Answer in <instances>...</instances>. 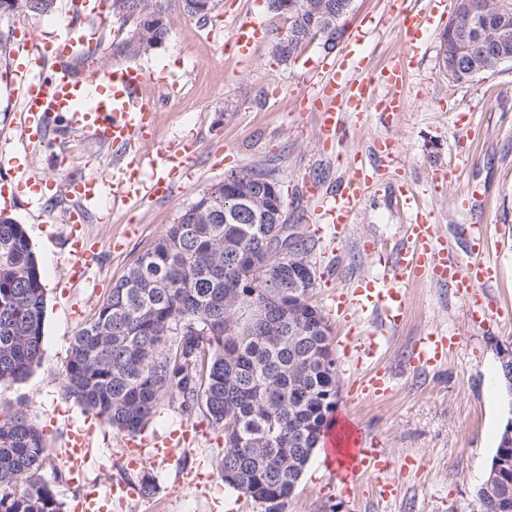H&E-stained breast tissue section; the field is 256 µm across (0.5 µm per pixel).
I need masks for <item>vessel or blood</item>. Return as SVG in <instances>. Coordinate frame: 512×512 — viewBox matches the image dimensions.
I'll return each mask as SVG.
<instances>
[{"label":"vessel or blood","instance_id":"vessel-or-blood-1","mask_svg":"<svg viewBox=\"0 0 512 512\" xmlns=\"http://www.w3.org/2000/svg\"><path fill=\"white\" fill-rule=\"evenodd\" d=\"M90 0H66L67 18L50 34L25 32L14 41L9 55L18 65L10 81L19 104L16 118V151L37 158L55 155L56 130L89 134L98 143L111 148L119 163L105 176L68 177L61 185L65 194L76 197L84 207L93 206L103 195L126 202L140 196H166L170 179L181 172L180 153L159 149L155 158L145 159L141 146L151 136V124L161 105L153 88L175 81V74L150 71L134 63L99 67L85 46L95 45L99 31L87 29L76 34L71 21L91 15ZM391 13L400 21L407 50L417 53L418 39L425 25L437 24L441 17L414 14L406 0H389ZM263 32L256 16H248L236 27L233 42L241 56H248ZM364 59L352 49H344L337 62L324 65L317 81L307 92L305 102L317 118V128L324 146L338 143L350 125H361L366 114L378 113L385 123H392L403 112L406 100L401 94L405 81V61L397 59L378 76L365 77ZM392 141L377 143L374 160H354L341 185L333 192H321L310 183L309 193L317 205V223L333 225L343 231L373 187L380 174V164L392 160ZM397 202L408 216L403 226V244L396 258L365 286L341 295L340 313L376 315L374 328L348 338L344 345L352 368L362 369L380 357L407 312V287L421 278L452 288L474 324L484 325L495 318L492 302L484 295V286L495 279L497 268L487 258V227L460 224L455 233L469 245L468 261H459L442 233L423 212L420 195L409 185L398 189ZM69 261V284L87 281V250L81 240H74ZM459 336L453 331L436 330L420 337L409 356L411 364L434 367L444 362L457 348ZM397 388L395 376L380 369L366 375L363 392L371 398H386ZM340 451L330 454L344 474L341 492L356 499L360 490H368L379 501L390 503L398 497L395 478L396 461L384 449L366 448L362 435L348 418H341ZM94 426H72L67 431L62 460L73 484H83V491L73 501V512H112L114 503L125 502L136 491L125 483L100 485L86 479L91 464L90 441ZM191 439L190 425H182L169 436L148 431L130 437L128 464L139 468L150 463L170 461L176 448Z\"/></svg>","mask_w":512,"mask_h":512}]
</instances>
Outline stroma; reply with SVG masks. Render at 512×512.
<instances>
[{"label": "stroma", "instance_id": "obj_1", "mask_svg": "<svg viewBox=\"0 0 512 512\" xmlns=\"http://www.w3.org/2000/svg\"><path fill=\"white\" fill-rule=\"evenodd\" d=\"M253 0H220L207 23L176 12L168 39L138 62L150 70L167 69L180 79V94L164 103L155 131L161 146H191L193 160L172 197L145 200L137 206L105 201L91 212L87 236L100 248L92 281L63 287L61 278L72 250L67 213L77 202L68 196L30 199L19 191L9 217L23 224L42 270L45 285L43 356L39 367L22 382H0V404L24 408L34 424L47 429L48 458L40 470L55 482L62 466L61 450L70 420L84 418L82 408L65 394L63 369L76 332L97 311L112 286L135 259L150 249L175 222L179 212L226 174L251 167L274 169L289 223L310 233L314 203L306 193L310 179L324 190L336 189L346 175L341 159L325 154L318 142L316 118L301 111L297 97L316 80L321 63L337 60L321 43L304 45L298 59L282 62L274 55L270 36H263L252 56L225 55L224 44L237 21L249 14ZM344 39L361 36L366 72L377 73L405 49L387 0H354L343 22ZM439 30L429 27L406 74L407 108L392 127L378 119L354 130L342 144L344 157L368 154L372 142L393 138L397 152L382 173L343 237L336 243L319 239L310 261L316 269L315 298L331 333L339 398L336 408L350 415L374 446L395 458L412 456L415 464L399 472L401 495L386 505L370 495L358 505L341 494L332 463L313 453L301 482L288 500L287 512H470L475 489L484 481L507 414L497 378V350L512 342V64L494 74L456 84L449 82L441 60ZM66 165L58 169L45 158L25 159L23 167L41 177L100 174L113 167L111 149L82 133L60 137ZM466 151L470 165L457 177L432 182L455 153ZM424 190L423 206L446 234L470 220L485 224L490 253L498 266L491 289L497 322L469 323L450 289L428 281L408 289L409 309L379 365L394 373L398 389L377 400L350 397L353 375L343 351L348 319L338 316L331 296L383 271L402 238L404 213L395 190L400 180ZM453 329L462 342L446 364L426 373L407 365L411 344L427 332ZM124 432L101 426L91 447L100 470L90 477L100 483L136 479L121 455ZM224 456V435L211 430L200 438L180 464L160 463L148 469L153 497H137L122 512H261L237 492L215 482L209 502L179 479L180 469L203 468L216 474ZM63 503L78 494L75 485L56 484Z\"/></svg>", "mask_w": 512, "mask_h": 512}]
</instances>
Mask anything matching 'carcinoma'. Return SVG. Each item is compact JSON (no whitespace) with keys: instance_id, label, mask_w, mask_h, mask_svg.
Instances as JSON below:
<instances>
[{"instance_id":"obj_1","label":"carcinoma","mask_w":512,"mask_h":512,"mask_svg":"<svg viewBox=\"0 0 512 512\" xmlns=\"http://www.w3.org/2000/svg\"><path fill=\"white\" fill-rule=\"evenodd\" d=\"M12 12L43 15L54 0H13ZM292 20L273 33L274 54L293 58L306 41L332 50L347 12L337 0H268ZM217 0H112V14L131 24L113 55L133 59L163 44L176 10L207 20ZM512 25V0H473L455 10L440 35L443 67L456 82L492 73L503 18ZM274 171L232 172L203 191L150 250L112 287L93 320L71 342L63 370L69 396L109 427L136 434L158 402L170 396L183 413L201 410L224 431V483L262 512H285L292 489L320 447L336 408V359L329 337L314 329L316 279L295 272L291 257H310L317 242L291 232ZM288 253L279 251L280 240ZM268 270L252 285L239 281L253 256ZM45 288L23 225L0 220V381H21L43 353ZM250 309L235 320L237 310ZM503 427L491 462L498 479L475 490L476 512H512V443ZM46 439L26 412L0 409V512H63V503L38 471Z\"/></svg>"}]
</instances>
